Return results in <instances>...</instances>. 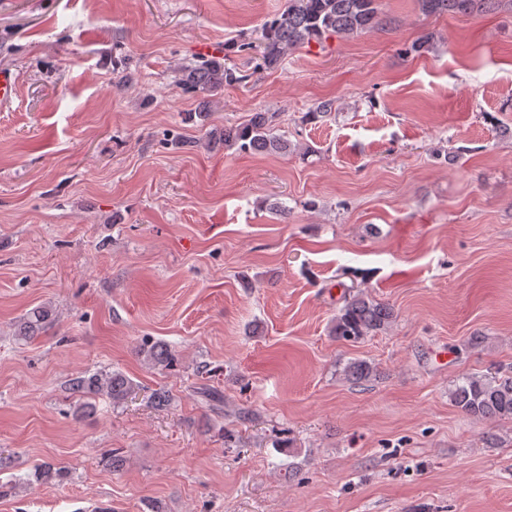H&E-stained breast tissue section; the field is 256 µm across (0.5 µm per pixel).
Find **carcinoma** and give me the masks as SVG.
Instances as JSON below:
<instances>
[{"label":"carcinoma","instance_id":"obj_1","mask_svg":"<svg viewBox=\"0 0 512 512\" xmlns=\"http://www.w3.org/2000/svg\"><path fill=\"white\" fill-rule=\"evenodd\" d=\"M423 14L496 12L506 0H418ZM376 0H286L283 11L265 23L261 29L259 50L260 69L277 68L285 57L313 40L321 41L332 35L346 36L383 24ZM246 75L228 66L225 57L208 55L190 66L177 70L176 82L181 90L203 97L205 111L201 120L209 119V93L221 87L242 83ZM281 113L254 112L247 122L237 125H214L206 132V141L180 139L176 147L190 150L201 144L213 149L222 144L243 154L281 152L288 142L280 134ZM50 319L44 307L34 308L19 325L17 336L27 340L35 337ZM396 319L394 309L368 294L349 292L343 296V306L332 321L331 333L345 341L358 342L368 336L386 332ZM147 361L160 369L177 362L174 351L165 343L143 341L140 347ZM343 375L354 383L369 382L376 376L375 365L366 359H353L343 368ZM71 390L85 401L80 411L95 409L93 400L102 396L114 404L127 400L134 384L120 371L95 372L72 379ZM451 403L466 415L479 419H512V374L488 372L465 374L448 389ZM68 470L52 461L41 463L32 477L40 483H62Z\"/></svg>","mask_w":512,"mask_h":512}]
</instances>
